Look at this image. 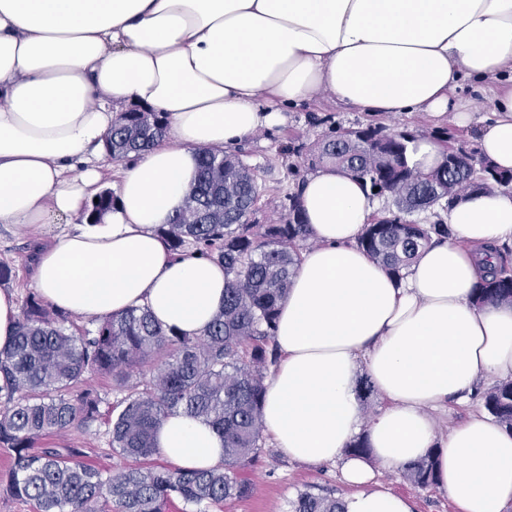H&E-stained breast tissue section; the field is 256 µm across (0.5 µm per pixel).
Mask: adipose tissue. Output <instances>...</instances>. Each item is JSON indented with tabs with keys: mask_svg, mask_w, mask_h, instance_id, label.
<instances>
[{
	"mask_svg": "<svg viewBox=\"0 0 512 512\" xmlns=\"http://www.w3.org/2000/svg\"><path fill=\"white\" fill-rule=\"evenodd\" d=\"M465 83L490 104L481 153L512 169V0H0V224L41 230L32 281L53 308L106 318L146 307L198 336L224 305V269L175 257L158 233L184 205L198 150L235 146L321 92L361 112L465 127L471 115L453 96ZM134 106L166 113L167 136L127 163L112 212L53 232L106 188L91 159ZM299 194L317 244L279 311L263 406L275 448L340 464L356 488L346 512H412L375 468L433 448L460 512H512V432L475 412L443 436L430 416L477 382L512 378V306L473 302L487 245L512 243V189L460 202L451 237L402 279L357 245L369 190L323 168ZM362 373L389 401L368 421ZM362 432L369 455L348 454ZM157 449L183 469L224 463L216 431L180 413Z\"/></svg>",
	"mask_w": 512,
	"mask_h": 512,
	"instance_id": "1",
	"label": "adipose tissue"
}]
</instances>
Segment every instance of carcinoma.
<instances>
[{
	"mask_svg": "<svg viewBox=\"0 0 512 512\" xmlns=\"http://www.w3.org/2000/svg\"><path fill=\"white\" fill-rule=\"evenodd\" d=\"M166 116L135 107L116 118L106 137V157L119 162L142 155L166 137ZM424 134L380 123L352 130L329 126L311 147L297 137L279 155L308 169L330 167L371 189L392 207L364 225L358 239L369 258L402 279L433 240L451 236L441 214L473 194L512 186V170L482 155L459 131L430 134L441 150L424 171L414 161ZM238 147L202 149L186 206L159 228L177 255L197 252L224 266V306L200 336L164 327L148 310L98 320L94 330L72 331L68 314L30 293L15 334L0 350V448L14 459L3 484L35 512H163L179 497L202 505L251 496L252 484L235 469L261 457L266 378L278 362L275 330L300 252L311 232L297 192L281 203L282 220L258 224L264 187L260 167ZM433 220H407L414 212ZM474 303L512 305V275L490 268L474 289ZM88 374L112 377L107 416L110 447L127 459L156 455L155 435L170 414L183 412L209 424L224 440V468L184 470L165 465L99 469L74 448L43 446L50 434L85 428L102 417L104 398L85 384ZM485 410L512 432V379L481 395ZM403 467L410 484H437L435 453ZM292 512H346L335 496L301 491Z\"/></svg>",
	"mask_w": 512,
	"mask_h": 512,
	"instance_id": "obj_1",
	"label": "carcinoma"
}]
</instances>
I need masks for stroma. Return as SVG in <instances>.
<instances>
[{
    "instance_id": "35a3bbf8",
    "label": "stroma",
    "mask_w": 512,
    "mask_h": 512,
    "mask_svg": "<svg viewBox=\"0 0 512 512\" xmlns=\"http://www.w3.org/2000/svg\"><path fill=\"white\" fill-rule=\"evenodd\" d=\"M325 115L344 127L356 122L365 124L370 120L366 113L335 107L328 95L323 94L305 105L289 108L282 123L264 128L247 138L250 161L260 166L265 187L267 205L259 215L262 223L279 221L280 203L284 195L297 186L296 180L288 175L287 161L278 154L279 144L291 133L302 134L311 141L321 138L327 128L313 124L312 119ZM34 241V236L29 232L0 225V264L12 267L13 276L8 285L20 301L25 300L32 290L28 256ZM47 442L60 449H80L86 461L100 468H117L123 464L122 459L113 454L109 447L108 426L102 419L91 423L86 429L48 437ZM237 473L254 487L249 498L210 503L199 509L175 497L167 503L166 512H290V501L310 486L316 492L341 498L351 493L350 487L342 481L339 465L293 461L270 444L265 445L260 462L239 467ZM377 479L394 495L408 499L413 512H460L442 489L436 486L426 489L415 487L403 479L400 469H379Z\"/></svg>"
}]
</instances>
